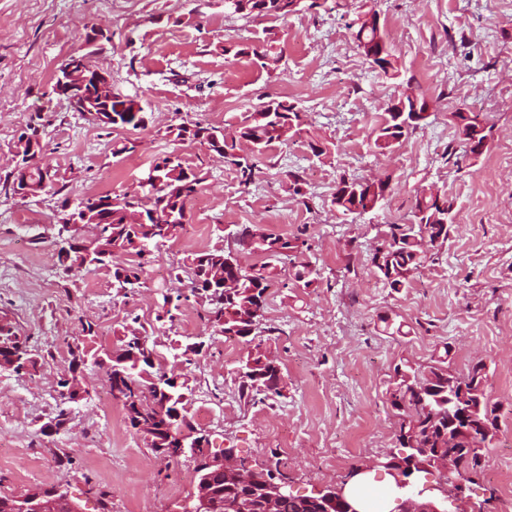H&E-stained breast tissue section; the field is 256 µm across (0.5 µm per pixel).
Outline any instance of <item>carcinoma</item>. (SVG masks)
I'll return each instance as SVG.
<instances>
[{"mask_svg": "<svg viewBox=\"0 0 512 512\" xmlns=\"http://www.w3.org/2000/svg\"><path fill=\"white\" fill-rule=\"evenodd\" d=\"M302 0H224V8L233 15L243 18L264 17L271 21L284 19L300 11ZM355 27L352 36L365 57H370L372 48L383 51L388 57V66L377 68V72L388 79L400 76L398 57L377 25L368 26L357 16L351 23ZM222 52L249 58L256 67L267 69L279 61L273 51L272 42L262 47L245 43H232L222 46ZM82 117L104 129H140L144 127L145 115L141 104L134 99L118 95L108 96L106 90L97 88L83 103ZM302 125L300 110L286 100H269L261 109L245 116L238 127L228 133L218 127L204 126L199 122H181L171 125L168 133L181 141H199L208 149L223 157L224 162L234 166L239 184L245 188L258 176L255 159L274 142L287 141L294 137ZM419 122L412 120L411 113L404 115L386 108L384 122L374 130V145L381 150L399 147L410 131ZM153 172L159 187L150 203H145L135 192L126 191L111 195L98 193L79 199L76 208L92 209L98 202L110 197L117 200L112 206L108 222L96 225L94 238L80 241L74 238V231L68 228L66 209L69 201L62 204L64 212L57 219V236L61 246L57 251L59 266L69 272L76 266H85L87 271L105 269L112 273L113 284L127 293L140 287L144 273L140 259L161 243L178 237L188 221V202L197 192L202 182L200 170L183 161L180 157L166 155L155 160ZM34 194L46 191L56 184L57 172L44 165H33L28 172ZM385 187L376 189L361 187L353 190V184L340 179L331 204L344 215L361 216L373 211L384 197ZM454 203L448 195L433 192V188L423 190L416 197L413 219L407 224H390L382 242L374 249L371 262L375 273L383 284L394 293L411 287L414 275L427 260L431 248L441 247L448 241L454 222ZM156 213L153 224H137V216ZM139 228H134V225ZM239 249L236 256L230 249L214 247L191 254L184 261L190 275V293L163 297V308L170 315L180 310L190 299L207 297L206 313L208 321H224V335L244 339L251 333H260L267 307L268 290L273 263H287L294 268V285L307 288L311 285L308 266L300 262L304 241L295 234H275L266 232L259 225L245 226L237 236ZM258 253L265 259L260 266H247L242 270L240 288L232 298L208 296L209 278L232 272V265L239 264L243 251ZM9 344L13 348L17 365L12 372L28 373L25 365L30 362L26 350L31 348L30 337L19 333L15 324L0 325V345ZM451 347L444 346V355L424 366L401 363L394 369V385L389 392V402L398 417V447H403L402 438L419 433L430 437L432 447L441 453H452L462 468L470 472L483 469L484 448L472 446L457 439L455 432L448 428V379L457 377L450 366ZM71 360L78 358L94 363L105 362L109 369L110 390L122 394L125 420L133 424L132 413L142 408L145 417L157 420L150 401H167L176 405L184 413L180 425L190 428L187 422L188 400L182 388L166 379V373L155 369V361L127 357L112 360V352L107 349L91 352L86 347L74 352L68 347ZM283 378L276 372L261 377H240L242 395L254 404L265 403L281 394ZM498 407L480 393L474 401V414L477 419L487 422L492 433L498 431ZM213 491L219 502H236L239 507L232 512H263L261 494L256 490H246L222 476L213 478Z\"/></svg>", "mask_w": 512, "mask_h": 512, "instance_id": "1", "label": "carcinoma"}]
</instances>
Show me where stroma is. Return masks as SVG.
Listing matches in <instances>:
<instances>
[{
  "mask_svg": "<svg viewBox=\"0 0 512 512\" xmlns=\"http://www.w3.org/2000/svg\"><path fill=\"white\" fill-rule=\"evenodd\" d=\"M269 22L242 19L224 0H0V176L14 166V145L28 124H42L40 161L60 175L33 198L0 194V313L31 338L37 366L0 370V495L60 485L83 512H179L197 482L191 458L156 454L104 406L106 367L87 364L85 392L68 399L57 380L67 345L93 324L92 346L121 345L143 325L162 371L185 382L189 418L208 433L213 453L234 449L283 475L294 493L349 482L353 467L396 444L389 404L396 364H427L450 352L462 374L487 366L499 432L469 512H512V0H329ZM377 11L429 116L390 153L373 129L396 88L378 75L351 37L361 9ZM111 41L87 44L91 27ZM274 33L279 63L260 70L224 54L227 42L262 44ZM91 54L114 91L136 98L145 128L105 131L53 94L52 77L72 52ZM295 103L301 132L258 158V178L238 184L234 169L206 145L167 132L175 118L232 128L269 100ZM482 113L493 127L479 161L459 155L452 112ZM312 139L333 148L313 157ZM136 142L134 152L123 143ZM174 154L204 177L178 238L155 249L135 292L114 288L106 271L64 272L57 262L56 216L63 200L136 191L155 158ZM385 177L389 192L373 212L354 217L331 204L341 177ZM302 195H294V179ZM435 187L454 202L455 226L410 288L394 293L369 256L386 225L411 217L418 191ZM270 233L305 230L301 260L314 271L306 288L279 272L268 292L264 329L254 342L229 340L189 303L175 318L163 297L188 291L180 268L188 254L232 247L245 225ZM401 330L383 332L380 315ZM199 352L185 357L187 346ZM281 367L280 396L243 399L237 368L253 346Z\"/></svg>",
  "mask_w": 512,
  "mask_h": 512,
  "instance_id": "stroma-1",
  "label": "stroma"
}]
</instances>
